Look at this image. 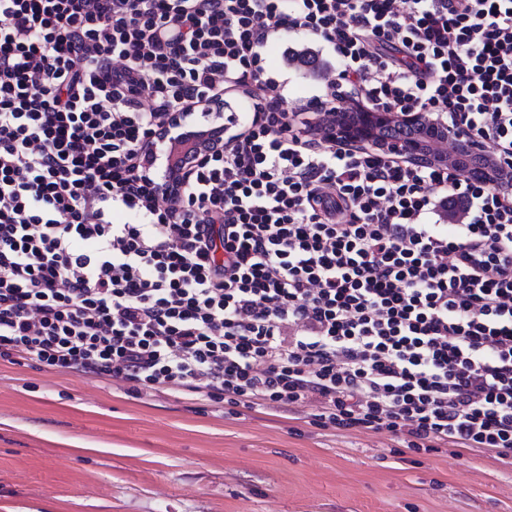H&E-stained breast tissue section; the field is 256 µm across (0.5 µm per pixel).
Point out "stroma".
I'll use <instances>...</instances> for the list:
<instances>
[{
	"label": "stroma",
	"mask_w": 512,
	"mask_h": 512,
	"mask_svg": "<svg viewBox=\"0 0 512 512\" xmlns=\"http://www.w3.org/2000/svg\"><path fill=\"white\" fill-rule=\"evenodd\" d=\"M269 66L289 99L310 68ZM315 408L205 395L0 359V512H512V469L416 453L388 433L310 423Z\"/></svg>",
	"instance_id": "35a3bbf8"
}]
</instances>
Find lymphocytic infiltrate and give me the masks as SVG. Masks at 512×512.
<instances>
[{
  "mask_svg": "<svg viewBox=\"0 0 512 512\" xmlns=\"http://www.w3.org/2000/svg\"><path fill=\"white\" fill-rule=\"evenodd\" d=\"M286 36L340 62L303 104ZM227 94L161 198L162 124ZM349 99L512 171V0H0V358L511 468L512 189L308 135ZM315 63V71H317L320 61H315ZM269 66L277 74L279 80H286L288 82V100L292 101L309 97L313 94H319L312 77L315 71H311L309 67H305L297 62L288 65V68L284 67L276 49H271Z\"/></svg>",
  "mask_w": 512,
  "mask_h": 512,
  "instance_id": "1",
  "label": "lymphocytic infiltrate"
}]
</instances>
